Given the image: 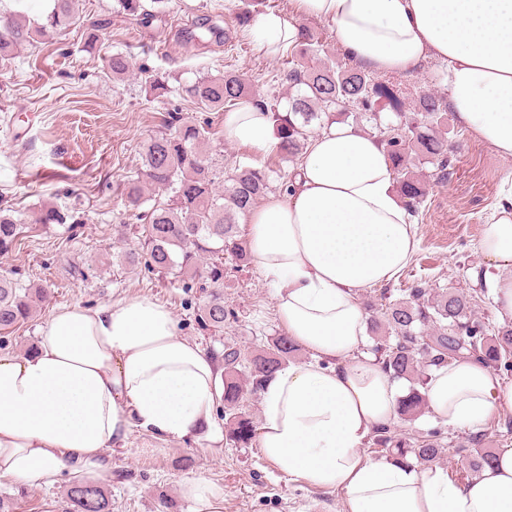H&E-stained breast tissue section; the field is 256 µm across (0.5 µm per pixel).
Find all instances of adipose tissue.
<instances>
[{
    "label": "adipose tissue",
    "mask_w": 512,
    "mask_h": 512,
    "mask_svg": "<svg viewBox=\"0 0 512 512\" xmlns=\"http://www.w3.org/2000/svg\"><path fill=\"white\" fill-rule=\"evenodd\" d=\"M305 17L328 21L362 70L417 71L449 62L448 106L459 125L512 158V0H291L250 33L267 53L292 46ZM224 136L258 152L279 142L253 103L224 115ZM375 136L336 123L317 130L280 196L248 213L251 256L276 290L278 319L311 355L262 390L259 446L288 478L341 492L345 512H512V448L465 481L438 464L370 459L375 429L392 426L403 388L364 346L356 293L394 279L419 240ZM500 323L512 324V186L479 243ZM35 352L0 354V478L51 488L95 481L133 430L185 440L212 426L219 364L147 298L64 307L38 329ZM434 422L478 430L512 414V383L475 358L432 369Z\"/></svg>",
    "instance_id": "obj_1"
}]
</instances>
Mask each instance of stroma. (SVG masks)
Wrapping results in <instances>:
<instances>
[{
    "label": "stroma",
    "mask_w": 512,
    "mask_h": 512,
    "mask_svg": "<svg viewBox=\"0 0 512 512\" xmlns=\"http://www.w3.org/2000/svg\"><path fill=\"white\" fill-rule=\"evenodd\" d=\"M240 0H171L166 17L145 27L116 13L114 0H79V21L44 43L22 50L0 69V206L30 219L43 206L79 208L82 224L24 231L15 248L0 256V271L16 269L24 280L42 285L47 298L37 316L15 330L1 354L26 355L37 329L61 306L100 308L123 298L146 297L174 314L180 332L213 354L233 342L252 355L281 333L272 292L256 264L224 262V306L234 320L223 331L202 329L196 312L204 294L199 282L183 281L118 258L139 249L137 221L120 191L141 166L143 144L160 128L167 110L177 108L197 122L223 131L219 112H199L172 93L155 98L138 81L113 80L108 62L117 52L131 54L136 66L181 80L238 70L252 78L256 96L281 98L286 87L282 64L266 55L248 33L236 31L233 10ZM220 16L228 45L183 42L176 31L198 16ZM107 20L96 42L88 23ZM447 63L426 59L412 74L391 76L405 111L420 94L445 88ZM460 149L452 159L447 185H429L415 217L419 244L406 269L386 286L361 292L360 303L396 300L413 280L435 290L475 296V310L494 321L490 292L480 274L478 244L500 190L512 179V158L499 157L449 120ZM84 274L73 277L71 265ZM437 430L443 446L440 465L463 480L471 475L465 447L471 431L432 426L425 416L396 420L393 435ZM112 512H194L181 492L186 477H203L224 487V512H344L341 493H326L291 480L268 461L258 445L211 447L206 434L190 441L162 440L131 432L125 447L112 449ZM65 484L45 489L0 478V496L12 497L14 512H64Z\"/></svg>",
    "instance_id": "obj_1"
}]
</instances>
